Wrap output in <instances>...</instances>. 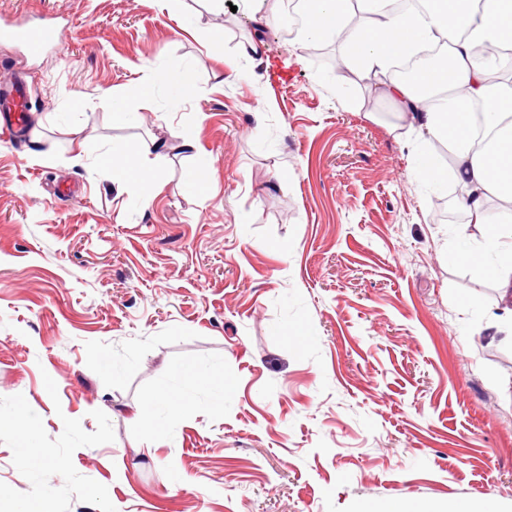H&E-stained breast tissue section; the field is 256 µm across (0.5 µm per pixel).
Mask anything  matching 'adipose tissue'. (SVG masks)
Returning <instances> with one entry per match:
<instances>
[{
	"instance_id": "ef3b65f1",
	"label": "adipose tissue",
	"mask_w": 512,
	"mask_h": 512,
	"mask_svg": "<svg viewBox=\"0 0 512 512\" xmlns=\"http://www.w3.org/2000/svg\"><path fill=\"white\" fill-rule=\"evenodd\" d=\"M306 12L304 37L333 38L345 49V69H354L374 80L380 94L398 113L409 119L416 139L407 141L416 154L419 140L432 137L446 144L452 156V172L417 165L415 175L433 184L455 178L459 204L469 223L482 230L481 251L454 254L458 263L480 264L494 257L492 267L502 312L512 316V211L492 214L490 199L512 198V84L493 83L490 70L503 66L504 58L477 60V46L512 45V0H431L427 14L386 10L387 0H301ZM375 13L365 26L348 22L355 11ZM451 37V64L423 67L413 81L397 79L391 60L405 49ZM482 103L483 121L493 131L490 144L475 147L473 115L466 104Z\"/></svg>"
}]
</instances>
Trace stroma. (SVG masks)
<instances>
[{
	"mask_svg": "<svg viewBox=\"0 0 512 512\" xmlns=\"http://www.w3.org/2000/svg\"><path fill=\"white\" fill-rule=\"evenodd\" d=\"M268 13L0 0V25L62 32L36 57L0 38V84L29 93L0 141V512H512V342L488 270L449 260L458 185L419 180L409 123ZM185 128L210 154L201 191ZM134 145L146 188L112 178ZM184 366L187 403L131 438Z\"/></svg>",
	"mask_w": 512,
	"mask_h": 512,
	"instance_id": "1",
	"label": "stroma"
}]
</instances>
